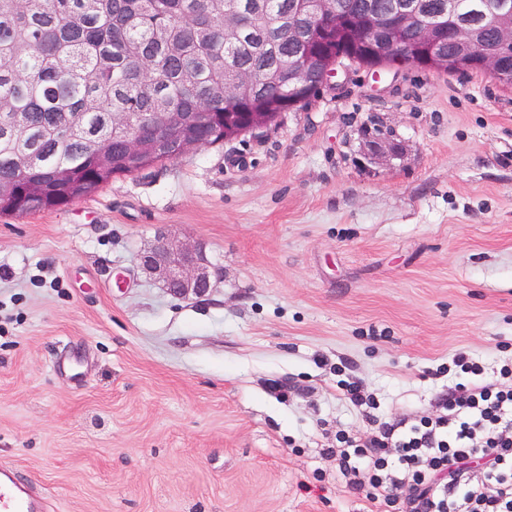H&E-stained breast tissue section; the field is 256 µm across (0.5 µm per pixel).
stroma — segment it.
Returning <instances> with one entry per match:
<instances>
[{"mask_svg": "<svg viewBox=\"0 0 512 512\" xmlns=\"http://www.w3.org/2000/svg\"><path fill=\"white\" fill-rule=\"evenodd\" d=\"M398 158L363 160L367 128ZM210 293L140 270L159 229ZM512 361V87L354 66L279 125L27 217L0 216V467L50 512H366L324 449L458 352Z\"/></svg>", "mask_w": 512, "mask_h": 512, "instance_id": "obj_1", "label": "stroma"}]
</instances>
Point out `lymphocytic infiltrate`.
I'll return each mask as SVG.
<instances>
[{
  "mask_svg": "<svg viewBox=\"0 0 512 512\" xmlns=\"http://www.w3.org/2000/svg\"><path fill=\"white\" fill-rule=\"evenodd\" d=\"M452 363L459 380L429 415L380 419L361 381L341 382L338 398L374 430L338 432L328 454L367 512L402 496L406 512H512V364L490 376L467 353Z\"/></svg>",
  "mask_w": 512,
  "mask_h": 512,
  "instance_id": "1",
  "label": "lymphocytic infiltrate"
}]
</instances>
